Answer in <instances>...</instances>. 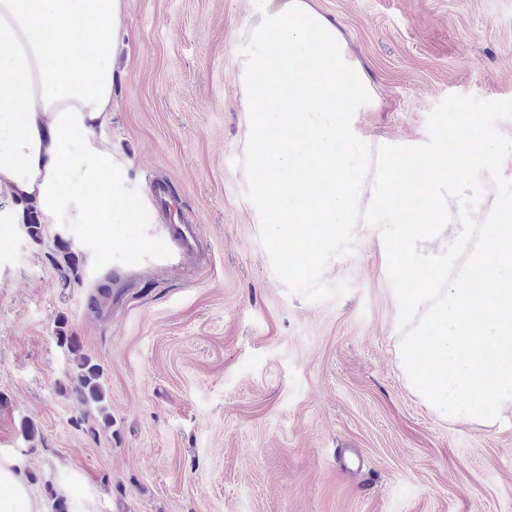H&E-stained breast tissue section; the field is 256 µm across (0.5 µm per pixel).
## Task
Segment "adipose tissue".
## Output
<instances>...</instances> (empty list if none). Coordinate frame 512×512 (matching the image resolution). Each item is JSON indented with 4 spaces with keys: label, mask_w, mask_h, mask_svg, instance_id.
<instances>
[{
    "label": "adipose tissue",
    "mask_w": 512,
    "mask_h": 512,
    "mask_svg": "<svg viewBox=\"0 0 512 512\" xmlns=\"http://www.w3.org/2000/svg\"><path fill=\"white\" fill-rule=\"evenodd\" d=\"M124 0H0V224H114L126 170L97 145Z\"/></svg>",
    "instance_id": "ef3b65f1"
}]
</instances>
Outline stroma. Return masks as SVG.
Masks as SVG:
<instances>
[{
  "label": "stroma",
  "instance_id": "35a3bbf8",
  "mask_svg": "<svg viewBox=\"0 0 512 512\" xmlns=\"http://www.w3.org/2000/svg\"><path fill=\"white\" fill-rule=\"evenodd\" d=\"M377 95L373 141L426 143L447 96L512 99V0H313ZM249 0H126L96 137L178 204L144 223L0 224V459L14 512H512V417L444 419L406 384L381 233L360 224L309 302L274 273L237 164ZM198 224L202 260L165 228ZM140 245L138 258L128 246ZM104 370L111 425L74 392L57 323ZM37 430L27 439L24 424ZM0 487H6L11 492V498H0V511L12 512V499H29L30 493L22 480L19 468L10 462H0Z\"/></svg>",
  "mask_w": 512,
  "mask_h": 512
}]
</instances>
